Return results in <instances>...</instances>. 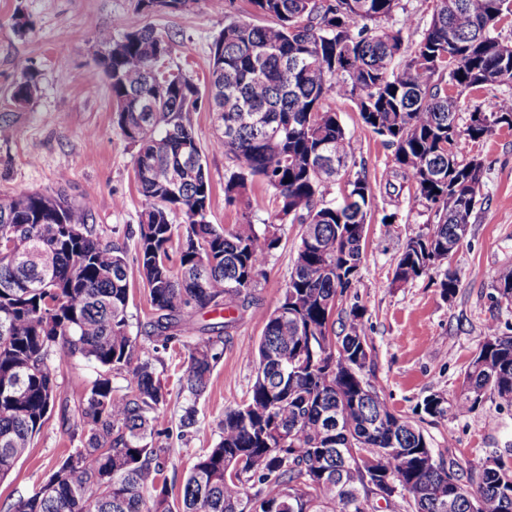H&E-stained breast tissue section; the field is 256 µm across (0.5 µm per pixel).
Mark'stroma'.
Listing matches in <instances>:
<instances>
[{"label": "stroma", "instance_id": "obj_1", "mask_svg": "<svg viewBox=\"0 0 512 512\" xmlns=\"http://www.w3.org/2000/svg\"><path fill=\"white\" fill-rule=\"evenodd\" d=\"M137 0H0V200L27 193H63L76 205L90 204L101 239L123 245L130 285L129 332L146 342L151 306L135 257L142 196L135 173L134 146L116 120L117 104L98 64V33L121 39L131 25L154 28L171 39L173 52L161 63L166 73H182L206 91L210 46L223 32L226 15L249 18L250 0H190L171 12L137 11ZM39 75V90L26 104L13 98L20 80L18 62ZM351 138L355 169L372 191L367 243L359 280L340 306L359 305L374 350L365 370L370 384L395 411L414 415L423 399L439 393L454 398L464 371L485 337L488 323L512 333V304L493 295L492 278L512 266V129L505 127L469 145L467 155L484 164L483 202L470 231L442 266L407 286L391 284L392 264L409 236L433 223L434 214L416 201L413 189L394 174V150L364 126L350 102H338ZM196 142L211 185L207 219L224 228L250 214L254 224L269 221L272 193L254 185L249 200L227 204L224 182L229 162L217 149L216 115L208 104L191 113ZM394 215L392 226L383 219ZM298 243V227L284 224L280 247L269 256L254 303L236 311L224 353L196 408L206 428L194 437L178 436L185 406L178 379L187 366L185 350L159 352L156 372L171 391L162 426L171 432L169 461L184 474L201 449L218 438L216 424L226 409L246 398L253 379L249 356L261 337L257 314L278 305L288 284ZM452 270L459 286L444 299L436 283ZM437 460L454 462L464 476L477 475L484 461L512 447V412L489 403L479 412L423 424ZM76 445L58 413H51L33 447L0 480V508L32 494L53 465Z\"/></svg>", "mask_w": 512, "mask_h": 512}]
</instances>
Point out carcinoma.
I'll use <instances>...</instances> for the list:
<instances>
[{
    "label": "carcinoma",
    "instance_id": "obj_1",
    "mask_svg": "<svg viewBox=\"0 0 512 512\" xmlns=\"http://www.w3.org/2000/svg\"><path fill=\"white\" fill-rule=\"evenodd\" d=\"M430 2V22L413 41L407 13L381 26L400 0H251L273 23L226 17L211 46L207 101L231 163L225 201L245 200L257 182L272 191L274 220L261 232L246 214L230 229L206 220L211 186L190 120L198 89L180 73L158 84L153 71L172 42L148 26L118 41L99 33L100 45L112 47L103 73L117 122L138 146L144 205L136 262L152 307L151 344L129 332L125 251L101 240L89 206L59 193L0 201V231L13 230L12 248L0 250V479L28 454L53 410L58 372L77 359L96 368L77 404L60 406L80 446L6 512H271L283 501L286 512H367L372 499L387 512H512V453L490 457L463 479L454 463L435 459L418 422L393 411L365 380L372 347L364 311L352 305L334 330L339 300L358 281L371 188L357 174L342 203L323 201L326 184L354 166L330 94L351 102L394 147L416 200L434 209L435 222L395 259L392 281L400 286L428 274L434 258L469 233L484 165L464 157L466 145L512 128V94L472 98L469 110L455 91L488 87L482 71L497 86L512 84V38L500 32L512 0ZM186 3L138 0V8L175 11ZM18 69L13 96L28 103L38 75L25 62ZM464 111L480 118L462 125ZM191 153L197 167L187 175L181 168ZM288 215L299 224V244L279 305L263 313L252 386L224 411L218 441L195 457L172 499L169 434L158 427L169 390L156 375V353L188 351L179 429L192 437L201 429L196 401L235 322L225 319L221 332L192 316L249 303ZM66 223L80 225L81 235H66ZM492 288L512 303V266L496 272ZM118 376L125 384H113ZM488 401L512 408V335L495 323L460 393H432L422 411L446 420Z\"/></svg>",
    "mask_w": 512,
    "mask_h": 512
}]
</instances>
